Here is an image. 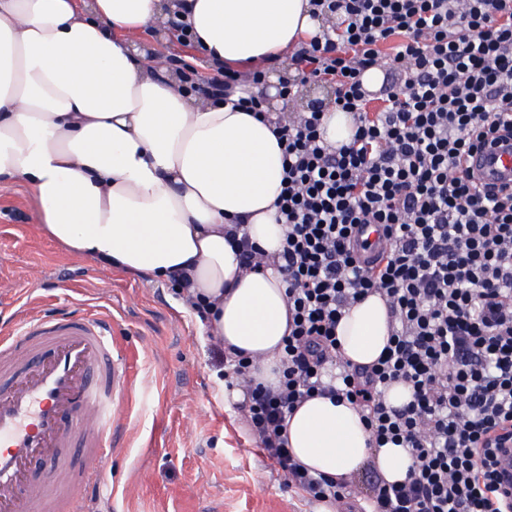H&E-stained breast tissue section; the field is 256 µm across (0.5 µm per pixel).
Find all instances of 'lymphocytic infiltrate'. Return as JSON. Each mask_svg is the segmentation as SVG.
Wrapping results in <instances>:
<instances>
[{
	"mask_svg": "<svg viewBox=\"0 0 512 512\" xmlns=\"http://www.w3.org/2000/svg\"><path fill=\"white\" fill-rule=\"evenodd\" d=\"M329 24L292 58L299 84L335 85L351 114L349 141L323 137V108L281 112L286 231L272 260L288 297L279 382L251 375L248 357L213 342L227 389L243 399L259 453L287 487L337 512H512L501 488L512 449V191L473 185L463 156L512 140V0H311ZM384 71L379 93L362 80ZM378 225L386 247L363 259ZM380 295L389 342L372 365L338 356L336 326ZM402 383L410 399L389 405ZM315 395L363 412L371 447L409 449L400 483L375 466L359 479L311 474L290 455L285 419Z\"/></svg>",
	"mask_w": 512,
	"mask_h": 512,
	"instance_id": "lymphocytic-infiltrate-1",
	"label": "lymphocytic infiltrate"
}]
</instances>
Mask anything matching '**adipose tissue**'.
Here are the masks:
<instances>
[{"label": "adipose tissue", "mask_w": 512, "mask_h": 512, "mask_svg": "<svg viewBox=\"0 0 512 512\" xmlns=\"http://www.w3.org/2000/svg\"><path fill=\"white\" fill-rule=\"evenodd\" d=\"M309 0H0V181H23L41 232L93 264L157 280L188 278L212 305L211 332L255 357L276 385L288 334L285 284L274 270L243 273L225 236L244 223L275 252L285 229L274 202L283 153L269 121L235 107L275 97L280 71L318 27ZM191 26L207 64L269 65L267 83L202 95L142 42ZM353 365L372 364L389 336L384 300L354 304L338 329ZM288 449L312 474L348 478L374 463L403 480L404 448H373L356 407L324 397L288 416Z\"/></svg>", "instance_id": "1"}]
</instances>
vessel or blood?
<instances>
[{"mask_svg": "<svg viewBox=\"0 0 512 512\" xmlns=\"http://www.w3.org/2000/svg\"><path fill=\"white\" fill-rule=\"evenodd\" d=\"M477 188L512 186V143L465 155ZM126 359L94 315L31 316L0 334V512H91L71 490L92 472L62 465L80 448L112 456L125 431Z\"/></svg>", "mask_w": 512, "mask_h": 512, "instance_id": "b4317fda", "label": "vessel or blood"}]
</instances>
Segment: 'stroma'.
Listing matches in <instances>:
<instances>
[{"mask_svg":"<svg viewBox=\"0 0 512 512\" xmlns=\"http://www.w3.org/2000/svg\"><path fill=\"white\" fill-rule=\"evenodd\" d=\"M19 181L0 183V327L24 315H108L128 355L123 447L82 488L110 512H321L284 485L220 397L207 330L170 283L90 265L42 234Z\"/></svg>","mask_w":512,"mask_h":512,"instance_id":"obj_1","label":"stroma"}]
</instances>
